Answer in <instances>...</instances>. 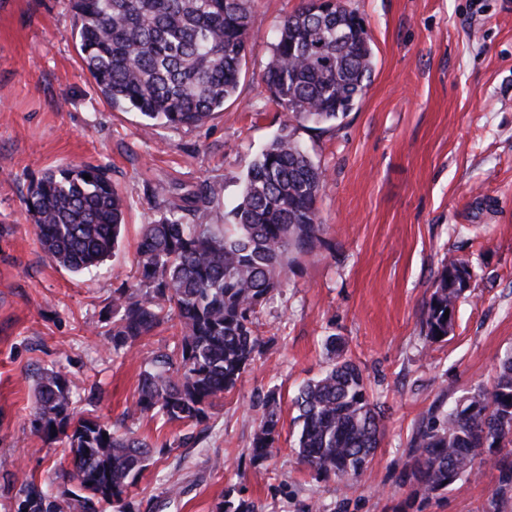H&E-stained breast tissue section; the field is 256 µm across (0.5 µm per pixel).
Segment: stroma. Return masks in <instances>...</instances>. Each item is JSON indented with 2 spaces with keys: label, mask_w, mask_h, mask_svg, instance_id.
Here are the masks:
<instances>
[{
  "label": "stroma",
  "mask_w": 512,
  "mask_h": 512,
  "mask_svg": "<svg viewBox=\"0 0 512 512\" xmlns=\"http://www.w3.org/2000/svg\"><path fill=\"white\" fill-rule=\"evenodd\" d=\"M306 0H253L250 51L237 98L192 128L145 130L112 109L83 68L68 0H0V512H18V477L62 494L68 441L31 424L41 372L67 374L84 413L154 445L129 512H218L226 498L257 512H403L410 437L428 410L492 387L512 350V0H347L372 39L375 69L343 118L297 137L328 173L311 257L263 305L262 343L241 383L200 425L134 413L147 351L173 342L163 326L114 352L112 290L132 280L143 224L199 187L241 193L257 154L288 122L262 80L282 19ZM107 168L127 201L119 249L75 275L42 251L22 197L57 167ZM466 261L472 286L453 329L425 335L424 311L445 260ZM339 337L385 416L372 466L351 486L298 464L293 403L328 366ZM275 393L278 448L250 443ZM496 472L480 465L424 512H481Z\"/></svg>",
  "instance_id": "obj_1"
}]
</instances>
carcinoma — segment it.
<instances>
[{
	"mask_svg": "<svg viewBox=\"0 0 512 512\" xmlns=\"http://www.w3.org/2000/svg\"><path fill=\"white\" fill-rule=\"evenodd\" d=\"M69 6L77 19L72 37L97 90L112 109L139 113L145 127L200 125L236 96L251 0H69ZM355 19L344 0L324 12L312 11L309 0L282 21L263 81L290 124L250 165L226 223L188 220L220 203L222 189L205 184L184 213L143 226L137 275L112 289V345L130 348L173 319L179 334L170 350L151 354L137 412L184 425L209 418L254 360L263 303L313 254L323 232L317 201L326 171L312 162L293 124L338 120L370 85L371 37L363 27L353 29ZM23 204L43 251L72 273L100 266L118 247L126 202L99 165L57 168L29 185ZM463 266L447 260L434 281L425 311L432 341L453 327ZM294 403L302 419L299 463L326 481L360 479L375 458L382 411L359 366L338 356ZM263 407L251 442L256 458L272 454L279 437L274 394ZM32 428L47 443L69 441L71 468L62 474L70 483L67 507L125 512L152 443L82 416L66 374L54 369L37 381ZM479 459L499 472L492 512H512V351L497 358L492 388H474L422 419L403 483L428 502L476 474ZM18 495L25 512H63L52 493L27 479Z\"/></svg>",
	"mask_w": 512,
	"mask_h": 512,
	"instance_id": "cac0c4a2",
	"label": "carcinoma"
}]
</instances>
